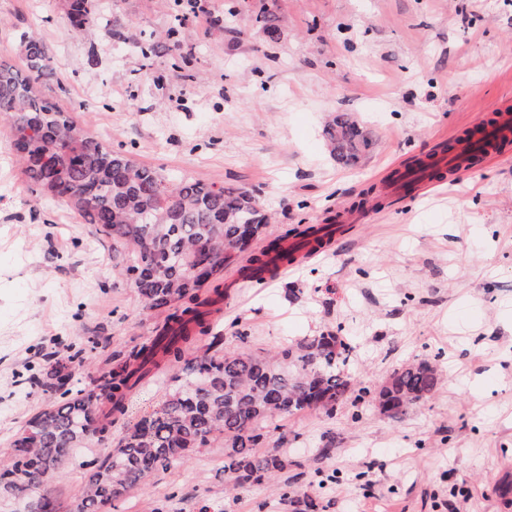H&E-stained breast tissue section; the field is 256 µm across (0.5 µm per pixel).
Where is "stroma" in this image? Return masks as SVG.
I'll return each instance as SVG.
<instances>
[{
  "mask_svg": "<svg viewBox=\"0 0 512 512\" xmlns=\"http://www.w3.org/2000/svg\"><path fill=\"white\" fill-rule=\"evenodd\" d=\"M100 2L122 38L77 33L68 0H0V58L22 66L21 36L37 34L55 76L45 91L64 84L79 124L139 164L254 196L269 237L353 213L264 280L243 279L248 259H235L210 323L228 352L348 337L351 377L368 389L269 431L262 451L288 456L276 485L226 492L218 438L153 472L123 512H512V142L412 194L390 179L512 114V0H200L208 21L188 17L176 49L148 61L137 45L174 26L169 0ZM339 112L373 136L354 168L322 136ZM162 320L94 225L29 192L0 117V447L47 404L28 379L56 341L96 339L71 369L87 387ZM420 361L441 368L436 392L401 420L381 414L375 392ZM166 397L162 383L134 392L112 440Z\"/></svg>",
  "mask_w": 512,
  "mask_h": 512,
  "instance_id": "stroma-1",
  "label": "stroma"
}]
</instances>
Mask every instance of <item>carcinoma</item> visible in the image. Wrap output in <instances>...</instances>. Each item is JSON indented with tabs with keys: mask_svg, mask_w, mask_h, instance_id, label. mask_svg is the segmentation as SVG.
<instances>
[{
	"mask_svg": "<svg viewBox=\"0 0 512 512\" xmlns=\"http://www.w3.org/2000/svg\"><path fill=\"white\" fill-rule=\"evenodd\" d=\"M101 8L69 0L68 18L80 33L105 29ZM25 69L0 60V115L11 125L12 147L31 193L69 202L85 224L112 242V262L136 288L149 310L166 311L170 322L148 343L133 349L129 361L107 372L103 395L67 388L57 368L32 384L50 396L47 405L16 433L0 465V493L36 480L58 479L88 465L84 453L106 444L112 423L125 416L127 395L164 367L172 369L170 393L161 408L129 428L86 480L74 512H101L145 484L150 474L187 453L224 438V474L229 487L262 485L284 469L274 452H259L262 429L325 399L322 408L346 400L354 348L328 331L304 336L269 357L224 352L189 355L195 335L208 330L207 308L218 302L202 288L224 276L234 254L248 251L265 232L268 216L252 196L232 187L175 178L141 166L89 135L43 91L49 52L35 35L22 38ZM330 156L344 166L357 164L372 147L364 127L338 112L324 128ZM280 262L292 252L268 249L245 269V276ZM441 381L427 361L399 368L378 393V405L391 419L428 399Z\"/></svg>",
	"mask_w": 512,
	"mask_h": 512,
	"instance_id": "obj_1",
	"label": "carcinoma"
}]
</instances>
